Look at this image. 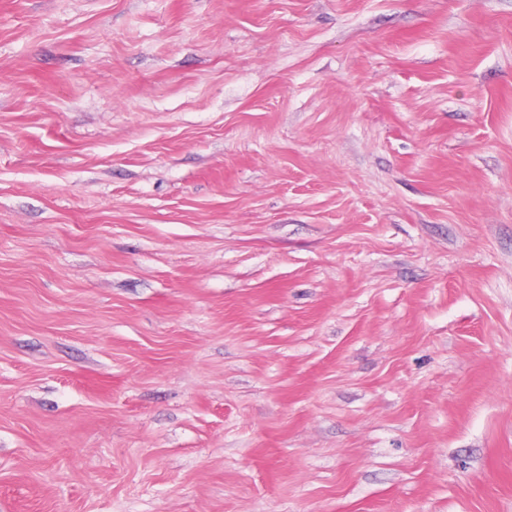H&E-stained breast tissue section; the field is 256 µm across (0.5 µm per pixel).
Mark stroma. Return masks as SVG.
<instances>
[{
	"label": "stroma",
	"mask_w": 512,
	"mask_h": 512,
	"mask_svg": "<svg viewBox=\"0 0 512 512\" xmlns=\"http://www.w3.org/2000/svg\"><path fill=\"white\" fill-rule=\"evenodd\" d=\"M0 512H512V0H0Z\"/></svg>",
	"instance_id": "obj_1"
}]
</instances>
